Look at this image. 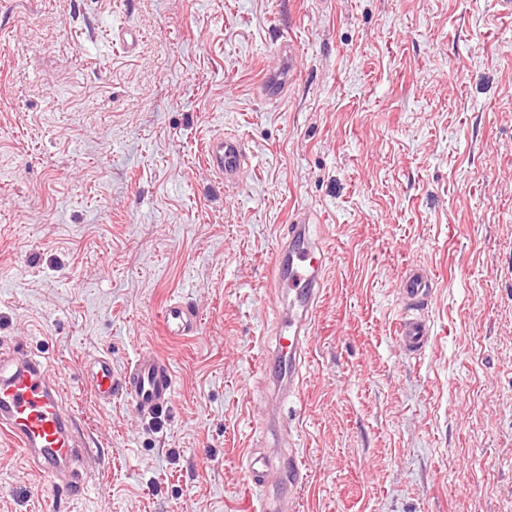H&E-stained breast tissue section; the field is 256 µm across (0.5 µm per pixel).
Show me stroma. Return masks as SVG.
I'll return each mask as SVG.
<instances>
[{
    "label": "stroma",
    "instance_id": "stroma-1",
    "mask_svg": "<svg viewBox=\"0 0 512 512\" xmlns=\"http://www.w3.org/2000/svg\"><path fill=\"white\" fill-rule=\"evenodd\" d=\"M138 32L133 52L114 32ZM296 51L287 93L260 89ZM241 135L234 185L205 144ZM329 253L300 396L258 375L281 233ZM434 340L395 337L407 265ZM193 305L194 335L161 312ZM35 354L92 458L77 496L0 441V512H247V450L308 471L296 512H512V17L497 0H0V353ZM141 415L80 367L143 349ZM82 376L90 382L99 403L109 405L121 398L138 413L166 411L175 396L172 365L149 350H141L118 377L112 373V359L104 355L86 361Z\"/></svg>",
    "mask_w": 512,
    "mask_h": 512
}]
</instances>
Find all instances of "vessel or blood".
Wrapping results in <instances>:
<instances>
[{"instance_id": "vessel-or-blood-1", "label": "vessel or blood", "mask_w": 512, "mask_h": 512, "mask_svg": "<svg viewBox=\"0 0 512 512\" xmlns=\"http://www.w3.org/2000/svg\"><path fill=\"white\" fill-rule=\"evenodd\" d=\"M278 54L280 67L262 81L264 92L271 99L286 91L294 69L292 44L282 43ZM206 154L208 166L225 181H236L245 167L244 141L239 135L213 137ZM327 263L328 256L322 244L311 238L306 221L290 225L287 245L275 257L276 280L288 292V313L279 316L278 344L274 350L264 352L259 371L262 377L276 380L292 393L303 384L302 365ZM433 291L434 282L424 267L406 268L398 289L403 311L396 325V338L407 357L424 354L433 342L431 321L420 312ZM163 323L167 334L187 336L198 327V313L186 304L172 302L163 310ZM82 374L90 382L96 400L106 405L120 398L140 413L163 412L175 396L170 362L148 350L141 351L121 375L113 374L112 360L104 355L86 361ZM73 422V416L63 413L58 391L47 380L38 360L0 359V435L8 436L27 455L52 466L68 459L78 448L71 433ZM243 460L248 480L256 489L296 482L302 468L294 453L289 455L284 471L252 451L246 452Z\"/></svg>"}]
</instances>
